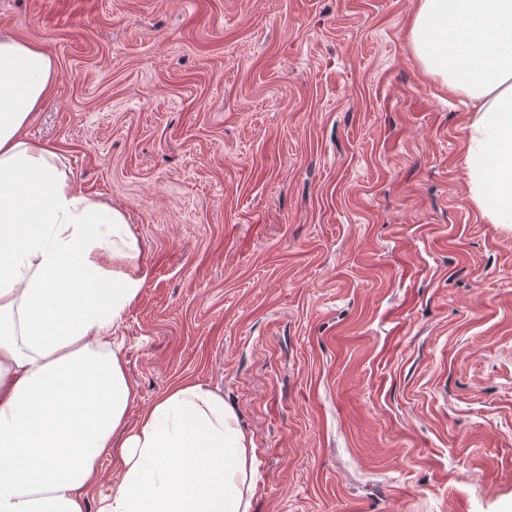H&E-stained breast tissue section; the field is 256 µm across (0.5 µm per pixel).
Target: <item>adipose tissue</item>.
I'll use <instances>...</instances> for the list:
<instances>
[{"label":"adipose tissue","mask_w":512,"mask_h":512,"mask_svg":"<svg viewBox=\"0 0 512 512\" xmlns=\"http://www.w3.org/2000/svg\"><path fill=\"white\" fill-rule=\"evenodd\" d=\"M408 40L470 101L472 201L512 224V0H418ZM53 63L0 37V512H93L103 459L121 478L95 512H250L255 448L222 396L181 382L128 426L112 334L145 282L112 246L121 212L84 196L25 138Z\"/></svg>","instance_id":"ef3b65f1"}]
</instances>
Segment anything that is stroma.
Returning a JSON list of instances; mask_svg holds the SVG:
<instances>
[{
	"instance_id": "1",
	"label": "stroma",
	"mask_w": 512,
	"mask_h": 512,
	"mask_svg": "<svg viewBox=\"0 0 512 512\" xmlns=\"http://www.w3.org/2000/svg\"><path fill=\"white\" fill-rule=\"evenodd\" d=\"M415 0H0L54 79L26 133L148 272L128 422L191 381L255 447L251 512H512V226Z\"/></svg>"
}]
</instances>
